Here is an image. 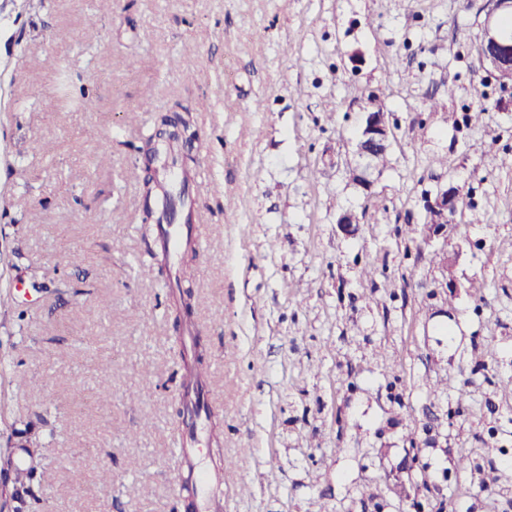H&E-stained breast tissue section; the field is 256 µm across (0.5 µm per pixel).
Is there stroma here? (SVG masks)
<instances>
[{"instance_id":"1","label":"stroma","mask_w":512,"mask_h":512,"mask_svg":"<svg viewBox=\"0 0 512 512\" xmlns=\"http://www.w3.org/2000/svg\"><path fill=\"white\" fill-rule=\"evenodd\" d=\"M486 8L0 0V512H186L171 475L192 333L223 512H512V88L470 52ZM374 95L394 139L366 203L346 167ZM178 104L203 208L179 324V269L147 254L134 176ZM440 183L463 198L446 279L395 233ZM490 471L503 489L484 494Z\"/></svg>"}]
</instances>
